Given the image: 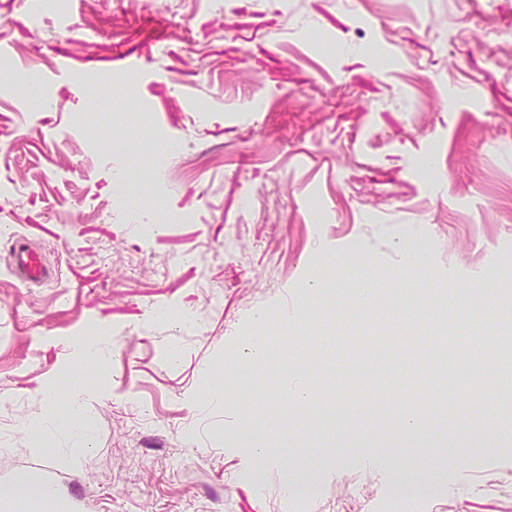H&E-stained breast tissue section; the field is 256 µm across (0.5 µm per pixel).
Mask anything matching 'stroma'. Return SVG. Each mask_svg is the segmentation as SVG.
<instances>
[{
  "instance_id": "35a3bbf8",
  "label": "stroma",
  "mask_w": 512,
  "mask_h": 512,
  "mask_svg": "<svg viewBox=\"0 0 512 512\" xmlns=\"http://www.w3.org/2000/svg\"><path fill=\"white\" fill-rule=\"evenodd\" d=\"M173 142L220 156L178 181ZM18 233L53 281L11 273ZM365 277L441 336L512 308V0H0V512H287L303 471L306 512L342 485L382 512L401 419L336 410L326 443L293 353L243 363L255 328L322 335ZM436 391L483 429L453 457L439 407L415 411L393 454L430 477L422 512H512L482 487L512 471V426ZM253 403L263 458L232 440Z\"/></svg>"
}]
</instances>
